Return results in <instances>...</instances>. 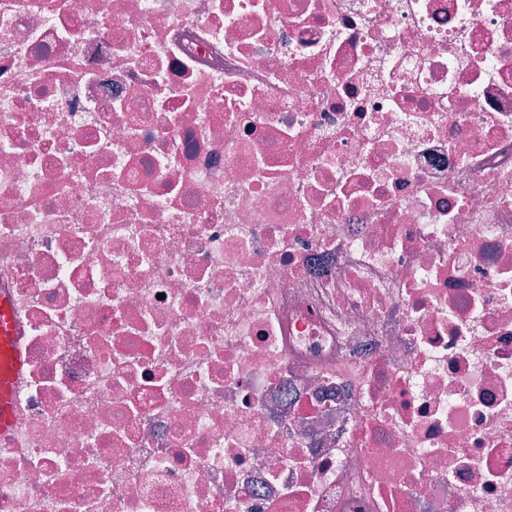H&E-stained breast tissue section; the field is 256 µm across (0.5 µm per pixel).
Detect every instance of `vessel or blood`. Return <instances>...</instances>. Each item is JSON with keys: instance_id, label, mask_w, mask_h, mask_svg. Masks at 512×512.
I'll return each mask as SVG.
<instances>
[{"instance_id": "vessel-or-blood-1", "label": "vessel or blood", "mask_w": 512, "mask_h": 512, "mask_svg": "<svg viewBox=\"0 0 512 512\" xmlns=\"http://www.w3.org/2000/svg\"><path fill=\"white\" fill-rule=\"evenodd\" d=\"M24 361L10 300L0 291V432L10 431L15 419V394Z\"/></svg>"}]
</instances>
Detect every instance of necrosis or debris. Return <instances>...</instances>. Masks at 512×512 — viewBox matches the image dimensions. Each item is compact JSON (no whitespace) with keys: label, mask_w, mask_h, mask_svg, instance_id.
<instances>
[{"label":"necrosis or debris","mask_w":512,"mask_h":512,"mask_svg":"<svg viewBox=\"0 0 512 512\" xmlns=\"http://www.w3.org/2000/svg\"><path fill=\"white\" fill-rule=\"evenodd\" d=\"M0 512H512V0H0ZM10 300L0 291V432L11 430L15 419V394L24 361Z\"/></svg>","instance_id":"obj_1"}]
</instances>
